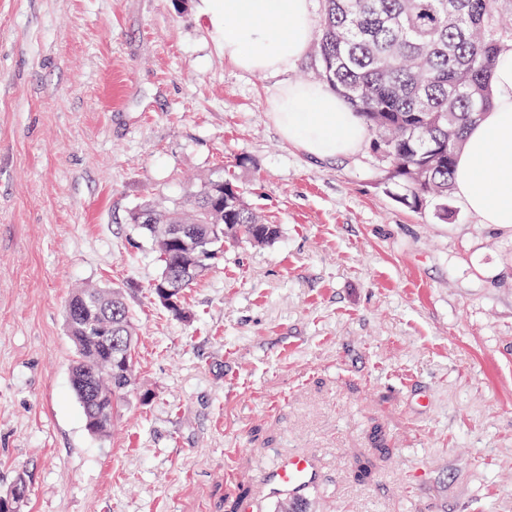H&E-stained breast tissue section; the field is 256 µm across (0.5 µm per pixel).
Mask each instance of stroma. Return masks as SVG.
<instances>
[{
  "label": "stroma",
  "mask_w": 512,
  "mask_h": 512,
  "mask_svg": "<svg viewBox=\"0 0 512 512\" xmlns=\"http://www.w3.org/2000/svg\"><path fill=\"white\" fill-rule=\"evenodd\" d=\"M202 0H0V494L21 512H232L311 452L312 512H512V232L402 202L371 142L331 161L270 103L313 80L224 57ZM232 179L281 233L230 243L177 318L130 222ZM121 289L136 389L91 434L64 307Z\"/></svg>",
  "instance_id": "obj_1"
}]
</instances>
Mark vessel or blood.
I'll return each mask as SVG.
<instances>
[{
  "mask_svg": "<svg viewBox=\"0 0 512 512\" xmlns=\"http://www.w3.org/2000/svg\"><path fill=\"white\" fill-rule=\"evenodd\" d=\"M321 479L322 470L315 456L308 453L278 456L262 477L258 502L303 498Z\"/></svg>",
  "mask_w": 512,
  "mask_h": 512,
  "instance_id": "vessel-or-blood-1",
  "label": "vessel or blood"
}]
</instances>
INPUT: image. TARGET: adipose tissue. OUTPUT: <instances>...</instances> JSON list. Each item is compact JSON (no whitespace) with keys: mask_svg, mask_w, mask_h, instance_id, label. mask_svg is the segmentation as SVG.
Masks as SVG:
<instances>
[{"mask_svg":"<svg viewBox=\"0 0 512 512\" xmlns=\"http://www.w3.org/2000/svg\"><path fill=\"white\" fill-rule=\"evenodd\" d=\"M224 33L225 58L250 73L277 74L308 48L315 20L309 0H205ZM490 105L458 156L453 184L481 223L512 230V48L500 52ZM282 137L316 158L345 156L367 137L362 120L320 83H286L272 102Z\"/></svg>","mask_w":512,"mask_h":512,"instance_id":"obj_1","label":"adipose tissue"}]
</instances>
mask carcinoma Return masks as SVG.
<instances>
[{
	"label": "carcinoma",
	"instance_id": "cac0c4a2",
	"mask_svg": "<svg viewBox=\"0 0 512 512\" xmlns=\"http://www.w3.org/2000/svg\"><path fill=\"white\" fill-rule=\"evenodd\" d=\"M511 43L512 0H324L313 53L318 79L375 134L374 149L389 163L403 201L415 209L432 203L445 216L464 135L489 105L497 53ZM130 221L163 262L152 294L179 317L184 292L211 265L208 240L222 234L263 245L280 234L226 180L205 183L171 209L144 206ZM175 225L198 234L201 244L193 249L172 237ZM186 266L179 283L167 281L169 271ZM66 326L77 350L74 391L88 429L105 437L118 402L135 390L136 330L124 293L77 292Z\"/></svg>",
	"mask_w": 512,
	"mask_h": 512
}]
</instances>
